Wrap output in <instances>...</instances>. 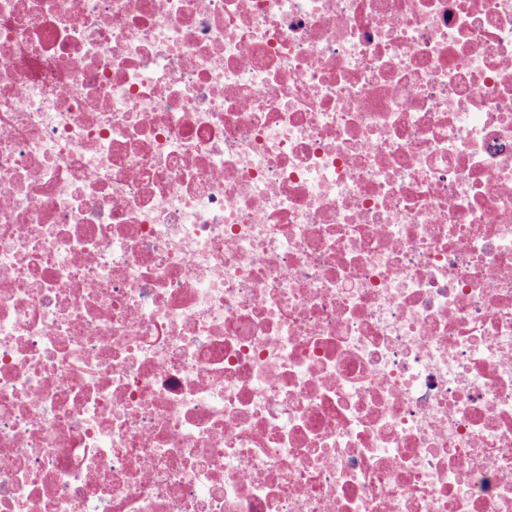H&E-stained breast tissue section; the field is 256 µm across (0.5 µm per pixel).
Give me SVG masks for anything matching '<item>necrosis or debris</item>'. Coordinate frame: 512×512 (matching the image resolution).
<instances>
[{"label":"necrosis or debris","instance_id":"obj_1","mask_svg":"<svg viewBox=\"0 0 512 512\" xmlns=\"http://www.w3.org/2000/svg\"><path fill=\"white\" fill-rule=\"evenodd\" d=\"M0 512H512V0H0Z\"/></svg>","mask_w":512,"mask_h":512}]
</instances>
